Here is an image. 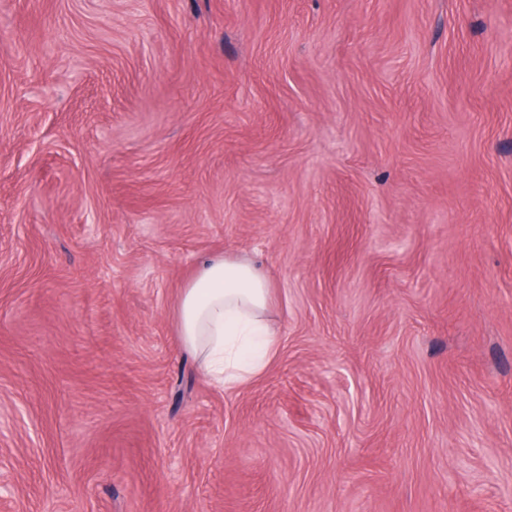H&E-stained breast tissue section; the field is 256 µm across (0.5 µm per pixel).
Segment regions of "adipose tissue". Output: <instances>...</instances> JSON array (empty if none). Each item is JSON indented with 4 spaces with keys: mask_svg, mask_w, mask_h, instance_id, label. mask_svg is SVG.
<instances>
[{
    "mask_svg": "<svg viewBox=\"0 0 512 512\" xmlns=\"http://www.w3.org/2000/svg\"><path fill=\"white\" fill-rule=\"evenodd\" d=\"M272 284L250 259L214 256L183 286L176 310L178 334L205 373L225 384L261 373L279 348L267 312Z\"/></svg>",
    "mask_w": 512,
    "mask_h": 512,
    "instance_id": "adipose-tissue-1",
    "label": "adipose tissue"
}]
</instances>
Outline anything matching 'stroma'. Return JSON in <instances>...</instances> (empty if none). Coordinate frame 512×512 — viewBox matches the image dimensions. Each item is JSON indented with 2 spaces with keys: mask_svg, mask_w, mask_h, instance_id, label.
Wrapping results in <instances>:
<instances>
[{
  "mask_svg": "<svg viewBox=\"0 0 512 512\" xmlns=\"http://www.w3.org/2000/svg\"><path fill=\"white\" fill-rule=\"evenodd\" d=\"M276 360L180 341L216 255ZM0 512H512V0H0ZM272 288L250 259L219 255L181 289L178 336L205 373L223 376L224 386L261 373L277 355L279 335L267 320Z\"/></svg>",
  "mask_w": 512,
  "mask_h": 512,
  "instance_id": "stroma-1",
  "label": "stroma"
}]
</instances>
